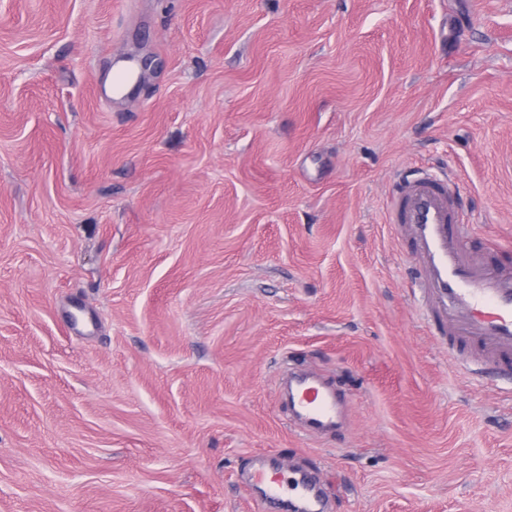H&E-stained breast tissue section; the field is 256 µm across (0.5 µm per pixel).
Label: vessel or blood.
I'll use <instances>...</instances> for the list:
<instances>
[{
	"label": "vessel or blood",
	"mask_w": 512,
	"mask_h": 512,
	"mask_svg": "<svg viewBox=\"0 0 512 512\" xmlns=\"http://www.w3.org/2000/svg\"><path fill=\"white\" fill-rule=\"evenodd\" d=\"M451 179H402L394 187L389 221L408 238L415 284L429 325L475 351L484 365L512 368V271L468 247L457 219ZM289 416L307 436L335 435L344 402L335 389L302 375L288 386ZM242 483L259 488L262 512H328L321 479L307 469L285 471L272 457H255Z\"/></svg>",
	"instance_id": "1"
}]
</instances>
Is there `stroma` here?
Masks as SVG:
<instances>
[{
    "label": "stroma",
    "instance_id": "35a3bbf8",
    "mask_svg": "<svg viewBox=\"0 0 512 512\" xmlns=\"http://www.w3.org/2000/svg\"><path fill=\"white\" fill-rule=\"evenodd\" d=\"M428 167L512 245V0H0V512H260L268 451L331 512H512V386L389 222ZM289 416L307 436L335 435L344 402L335 389L318 379L301 375L288 386Z\"/></svg>",
    "mask_w": 512,
    "mask_h": 512
}]
</instances>
